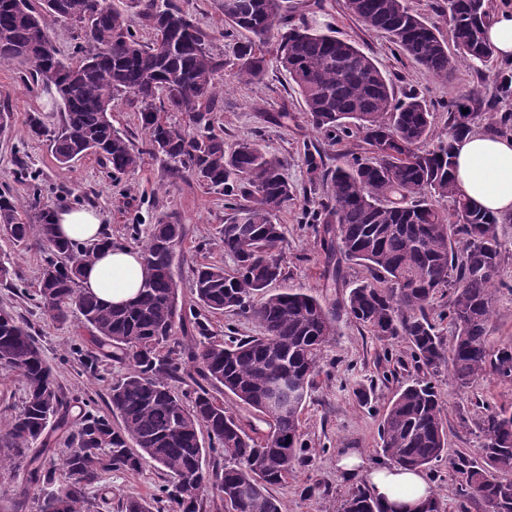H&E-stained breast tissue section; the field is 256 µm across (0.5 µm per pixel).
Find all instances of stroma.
Returning a JSON list of instances; mask_svg holds the SVG:
<instances>
[{
    "label": "stroma",
    "instance_id": "stroma-1",
    "mask_svg": "<svg viewBox=\"0 0 512 512\" xmlns=\"http://www.w3.org/2000/svg\"><path fill=\"white\" fill-rule=\"evenodd\" d=\"M176 2L208 34L214 53L223 56L227 65L234 63V42L224 36V16L216 0ZM288 18L354 42L389 76L397 97L411 91L423 95L432 111L436 133L448 130L449 101L474 87L481 90L488 103V118L512 113V97L500 98L494 68L487 66L479 72L460 64L451 80L435 79L400 55L384 33L366 28L351 16L346 0H289ZM25 70V65L18 62L0 63V109L12 114L11 133L0 138V190L25 200L37 188L42 204L96 208L113 241L133 248L145 238L156 217L177 216L185 224L187 236L176 278L182 303L192 304V270L196 264L214 261L228 269L233 266L232 258L215 245L217 233L230 214L228 198L203 187L192 176L172 179L166 161L149 154L132 175L113 174L92 155L60 164L47 138H35L27 132V120L33 113L41 114L48 128L58 126L61 114L53 105L56 94L26 87L22 80ZM217 80L223 90L215 102V131L223 133L229 142L243 138L258 142L283 160L284 174L296 188L295 199L276 216L285 235L281 287L303 288L330 303L342 298L343 289L327 287L323 277L325 255L312 225L302 221L303 208L316 199L309 190L304 146L309 143L317 147L326 166L332 168L345 153L356 149L358 138L333 143L316 133L292 82L277 67H270L261 84L231 80L228 69L221 71ZM488 118L482 121V128H489ZM26 170L35 174V184L24 181L22 173ZM498 231L505 258L488 325L489 345L494 349L512 345V224L499 225ZM0 260L9 262L23 284L30 287L39 278L43 255L38 248L17 245L2 237ZM0 308L11 310L30 325L68 400L83 403L91 399L98 412H105L109 386L113 378L127 372L128 360L101 357L78 313L64 320L52 318L32 295L1 285ZM91 355L99 359L93 370L86 366ZM321 367L301 416L308 460L297 466L285 483L271 489L281 503V512H340L341 502L356 480L388 465V458L380 450L382 416L400 387L415 379L434 384L443 408L449 458L425 469L424 474L444 512H487L481 501H460V476L448 461L459 455L478 458L483 437L476 423L486 407L512 410V382L490 374L468 387H458L447 368L419 366L405 337L379 340L346 316L340 317L334 340L322 351ZM349 453L358 454L363 461L353 477L346 476L339 466L341 458ZM166 482V475L150 466L138 473L112 472L104 478L112 502L100 512H120L119 501L129 497L156 496Z\"/></svg>",
    "mask_w": 512,
    "mask_h": 512
}]
</instances>
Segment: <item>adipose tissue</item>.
<instances>
[{
  "mask_svg": "<svg viewBox=\"0 0 512 512\" xmlns=\"http://www.w3.org/2000/svg\"><path fill=\"white\" fill-rule=\"evenodd\" d=\"M455 147V181L470 201L489 214H512V137L478 129L460 136ZM54 221L68 240L97 246L98 255L82 275L85 292L117 305L133 300L145 279L139 250L108 243L102 215L93 208L56 207ZM375 497L389 512H419L434 495L420 471L388 465L373 470L368 480Z\"/></svg>",
  "mask_w": 512,
  "mask_h": 512,
  "instance_id": "obj_1",
  "label": "adipose tissue"
}]
</instances>
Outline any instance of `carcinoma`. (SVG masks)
Returning <instances> with one entry per match:
<instances>
[{
    "label": "carcinoma",
    "mask_w": 512,
    "mask_h": 512,
    "mask_svg": "<svg viewBox=\"0 0 512 512\" xmlns=\"http://www.w3.org/2000/svg\"><path fill=\"white\" fill-rule=\"evenodd\" d=\"M285 0H219L224 37L252 35L235 51L232 79L261 84L275 60L295 84L313 128L334 142L358 136L371 157L352 151L333 170L309 153L310 189L322 193L305 209L327 259L324 276L348 288L330 305L301 290L271 292L283 278V236L275 216L293 200L284 161L250 140L233 143L215 133L210 114L217 98L216 76L224 59L209 47V35L172 2L138 0L140 20L155 31L144 44L111 0H0V62L31 66L25 83L39 86L55 76L61 123L47 129L28 117L34 137L46 136L57 160L68 163L94 154L112 172L133 174L143 155H162L169 175L190 172L203 184L241 200L221 226L215 245L234 266L204 263L193 277L194 304L179 301L174 267L186 238L185 225L159 217L141 247L152 270L138 296L107 307L81 289L82 272L95 247L57 234L53 211L38 195L27 205L0 191V235L19 245L34 244L44 266L34 297L52 317L73 309L82 316L105 358L126 357L129 371L112 381L109 414L84 410L70 419V402L56 386L52 369L30 332L9 310L0 309V369L19 377L25 398L0 430V457L27 472L23 497L36 512H97L91 491H102L104 475L138 472L151 464L168 476L153 500L128 498L121 512H203L202 493L224 501V512H281L270 487L288 479L307 451L300 416L316 376L320 354L336 335L341 314L379 339L404 336L415 358L448 368L459 386L491 373L512 381V346L490 349L487 325L495 278L503 260L498 225L511 224L481 211L457 188L454 142L482 120L486 103L474 91L448 103V133L434 134L432 112L416 94L394 97L390 79L354 44L306 25H292ZM347 10L392 43L428 74H453L448 43L460 58L484 66L489 0H443L450 40L411 12L406 0H347ZM79 26L80 59L61 57L49 35L51 22ZM121 94L138 103L142 145L112 124V100ZM468 113H462L463 109ZM179 112L185 125L163 113ZM449 198L452 210L439 206ZM365 268L364 279L343 283V265ZM441 288L451 290L446 317L454 332L444 342L428 314ZM236 311L257 321L259 336L217 338L210 316ZM198 375L190 403L175 395L168 380L187 368ZM288 384H278L282 374ZM231 394L252 410L244 422L224 409L213 391ZM267 426L259 432L256 422ZM480 460L460 455L459 496L478 498L491 512H512V412L489 409L481 417ZM65 434L69 448L59 468L29 455ZM381 452L398 465L425 468L447 451L442 407L434 387L415 382L387 407L379 430ZM224 462H219V459ZM341 512H388L367 483H356Z\"/></svg>",
    "instance_id": "obj_1"
}]
</instances>
